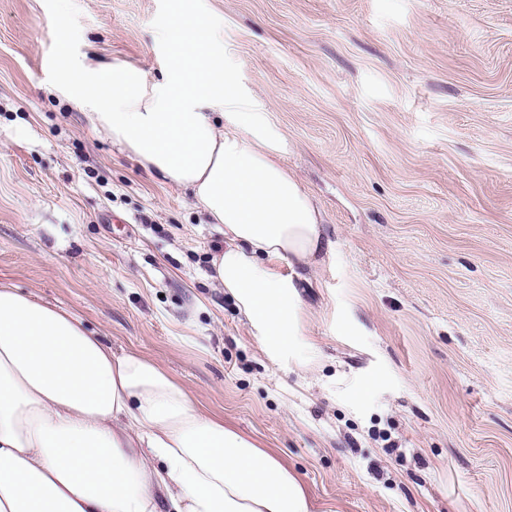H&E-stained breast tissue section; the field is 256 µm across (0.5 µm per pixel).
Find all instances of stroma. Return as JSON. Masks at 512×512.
Returning a JSON list of instances; mask_svg holds the SVG:
<instances>
[{
    "instance_id": "35a3bbf8",
    "label": "stroma",
    "mask_w": 512,
    "mask_h": 512,
    "mask_svg": "<svg viewBox=\"0 0 512 512\" xmlns=\"http://www.w3.org/2000/svg\"><path fill=\"white\" fill-rule=\"evenodd\" d=\"M178 10L334 243L289 361L210 280L223 234L61 74L162 80ZM0 282L160 364L312 512H512V0H0Z\"/></svg>"
}]
</instances>
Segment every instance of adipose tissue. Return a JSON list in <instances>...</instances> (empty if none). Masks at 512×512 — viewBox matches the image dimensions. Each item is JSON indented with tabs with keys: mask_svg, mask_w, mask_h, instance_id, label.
<instances>
[{
	"mask_svg": "<svg viewBox=\"0 0 512 512\" xmlns=\"http://www.w3.org/2000/svg\"><path fill=\"white\" fill-rule=\"evenodd\" d=\"M175 29L165 84L115 59L86 64L75 85L106 87L95 131L223 225L211 278L273 356L289 359L301 272L333 243L274 161V130L241 93L218 94L227 77L211 29L185 18ZM0 512H310V501L160 366L114 353L74 312L0 284Z\"/></svg>",
	"mask_w": 512,
	"mask_h": 512,
	"instance_id": "1",
	"label": "adipose tissue"
}]
</instances>
